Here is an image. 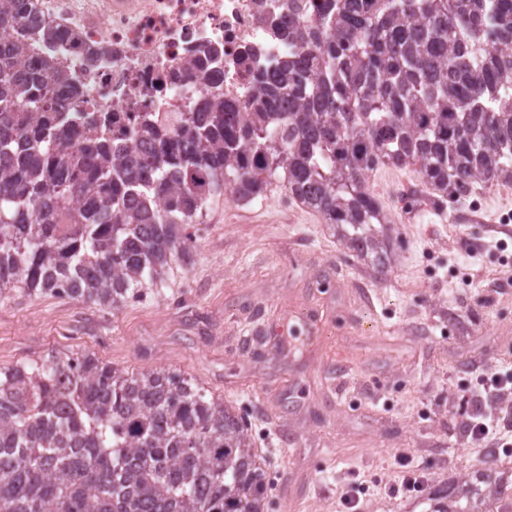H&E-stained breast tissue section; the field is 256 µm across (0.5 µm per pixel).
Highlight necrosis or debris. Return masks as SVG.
<instances>
[{"label": "necrosis or debris", "instance_id": "1", "mask_svg": "<svg viewBox=\"0 0 512 512\" xmlns=\"http://www.w3.org/2000/svg\"><path fill=\"white\" fill-rule=\"evenodd\" d=\"M58 38L22 41L27 61L54 60L75 76L87 116L127 121L152 112H192L201 97L231 99L251 109L255 75L295 54L273 33L296 13L314 24L315 0H24ZM98 48L95 67L86 48ZM205 61L207 83L173 82V74Z\"/></svg>", "mask_w": 512, "mask_h": 512}]
</instances>
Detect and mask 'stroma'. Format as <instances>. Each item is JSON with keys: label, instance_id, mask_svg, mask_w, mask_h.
Returning a JSON list of instances; mask_svg holds the SVG:
<instances>
[{"label": "stroma", "instance_id": "stroma-1", "mask_svg": "<svg viewBox=\"0 0 512 512\" xmlns=\"http://www.w3.org/2000/svg\"><path fill=\"white\" fill-rule=\"evenodd\" d=\"M394 224L378 276L316 212L269 185L250 202L209 200L187 261L118 307L75 298L0 300V367L86 352L129 372L170 370L243 416L268 481L267 512H344L340 485L375 493L415 449L421 491L367 512H431L465 483L474 452L454 448L449 404L474 365L512 364V189L475 185L479 206L442 201L417 166L382 165L369 185Z\"/></svg>", "mask_w": 512, "mask_h": 512}]
</instances>
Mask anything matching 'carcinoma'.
<instances>
[{
	"label": "carcinoma",
	"mask_w": 512,
	"mask_h": 512,
	"mask_svg": "<svg viewBox=\"0 0 512 512\" xmlns=\"http://www.w3.org/2000/svg\"><path fill=\"white\" fill-rule=\"evenodd\" d=\"M2 29L56 37L17 0ZM288 38L300 53L258 80L253 111L204 102L114 134L76 127L77 84L0 42V299L116 307L188 256L209 198L274 180L383 276L375 168L416 165L445 200L512 184V0H323ZM267 489L243 418L180 373L77 352L0 368V512H265Z\"/></svg>",
	"instance_id": "1"
}]
</instances>
